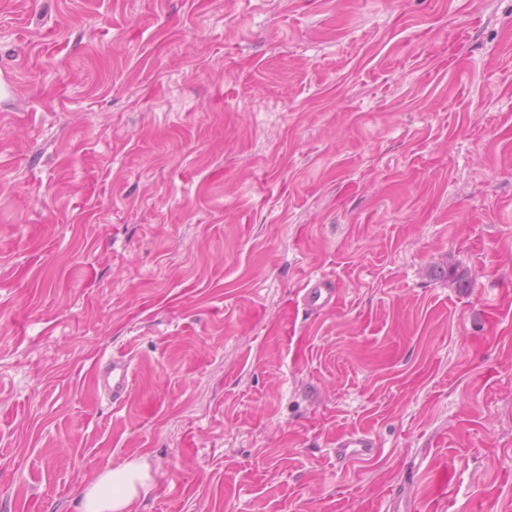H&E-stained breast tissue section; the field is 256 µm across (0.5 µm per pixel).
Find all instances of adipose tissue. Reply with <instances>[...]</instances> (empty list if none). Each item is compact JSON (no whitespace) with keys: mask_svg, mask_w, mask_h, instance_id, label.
I'll list each match as a JSON object with an SVG mask.
<instances>
[{"mask_svg":"<svg viewBox=\"0 0 512 512\" xmlns=\"http://www.w3.org/2000/svg\"><path fill=\"white\" fill-rule=\"evenodd\" d=\"M150 480V466L143 458L104 469L78 496L77 512H137Z\"/></svg>","mask_w":512,"mask_h":512,"instance_id":"adipose-tissue-1","label":"adipose tissue"}]
</instances>
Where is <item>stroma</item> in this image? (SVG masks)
Wrapping results in <instances>:
<instances>
[{
  "label": "stroma",
  "instance_id": "stroma-1",
  "mask_svg": "<svg viewBox=\"0 0 512 512\" xmlns=\"http://www.w3.org/2000/svg\"><path fill=\"white\" fill-rule=\"evenodd\" d=\"M4 78L0 512H512V0H0ZM301 292L302 304L310 314L318 315L336 305V281L330 277L308 279ZM132 383V362L125 354H114L102 363L97 374V385L112 404L122 408L129 396ZM377 451L375 439L365 431L345 434L336 440V457L349 463L370 459ZM145 458L104 469L77 498V512H138L136 504L150 486Z\"/></svg>",
  "mask_w": 512,
  "mask_h": 512
}]
</instances>
